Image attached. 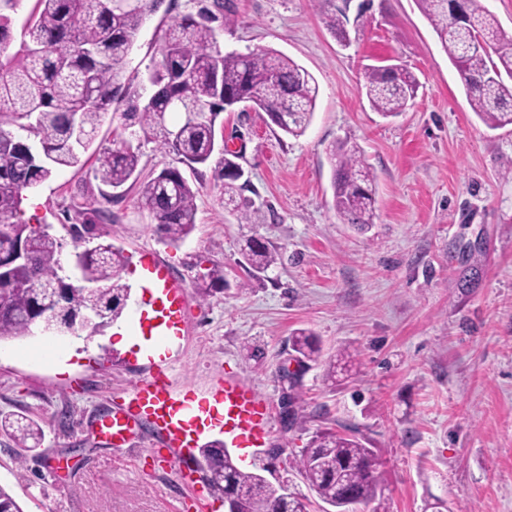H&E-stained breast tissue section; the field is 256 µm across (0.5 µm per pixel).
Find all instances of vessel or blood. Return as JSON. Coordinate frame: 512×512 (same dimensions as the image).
I'll return each instance as SVG.
<instances>
[{
	"instance_id": "obj_1",
	"label": "vessel or blood",
	"mask_w": 512,
	"mask_h": 512,
	"mask_svg": "<svg viewBox=\"0 0 512 512\" xmlns=\"http://www.w3.org/2000/svg\"><path fill=\"white\" fill-rule=\"evenodd\" d=\"M143 286L150 296L148 308L137 311L134 324L153 337L156 348H165L169 337L182 332L190 307L183 285L172 279L152 253L143 258ZM216 408H204L189 397L174 398L162 375L139 382L127 401L113 408L98 422L101 434L121 447L142 423L152 424L164 438L173 458H183L186 448L212 428L244 442L262 445L269 432L267 402L259 390L235 380L225 381L218 391Z\"/></svg>"
}]
</instances>
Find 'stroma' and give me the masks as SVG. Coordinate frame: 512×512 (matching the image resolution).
I'll return each mask as SVG.
<instances>
[{"mask_svg": "<svg viewBox=\"0 0 512 512\" xmlns=\"http://www.w3.org/2000/svg\"><path fill=\"white\" fill-rule=\"evenodd\" d=\"M232 24L216 20L225 51L276 50L319 85L311 124L298 137L262 112H224V141L240 152L245 197L259 212L238 223L224 206L214 165L200 167L196 226L180 245L161 242L137 188L114 193L92 165L65 168L28 193L23 218L46 227L69 264L80 239L110 233L130 264L128 308L145 300L137 276L150 251L188 291L192 312L170 347L176 393L209 400L224 379L256 386L270 406L263 447L232 444L247 468L322 502L296 470L267 452L298 453L320 430L357 428L379 463L387 512H512V125L488 128L472 111L460 77L416 0H333L347 11L350 43L324 23L317 0H228ZM213 0H162L122 69L148 93L174 18ZM393 59L421 87L400 116L374 112L366 68ZM361 147L376 177L377 203L365 229L333 206L327 150ZM282 261L252 277L243 258L250 237ZM224 283H210L212 268ZM208 296H200V288ZM311 331L323 361L305 363L296 383L294 330ZM354 354L334 382L325 358ZM146 357L93 342L37 336L0 345V411L24 413L44 430L17 465L18 448L0 432V484L24 512H224L197 466L198 449L171 463L149 429L115 447L98 419L148 376Z\"/></svg>", "mask_w": 512, "mask_h": 512, "instance_id": "stroma-1", "label": "stroma"}]
</instances>
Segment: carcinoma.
Returning a JSON list of instances; mask_svg holds the SVG:
<instances>
[{
	"label": "carcinoma",
	"instance_id": "cac0c4a2",
	"mask_svg": "<svg viewBox=\"0 0 512 512\" xmlns=\"http://www.w3.org/2000/svg\"><path fill=\"white\" fill-rule=\"evenodd\" d=\"M441 47L463 76L472 111L495 129L512 125V36L506 35L481 0H416ZM15 0H0V253L22 247L25 259L4 267L0 275V343L50 330L45 310H58L57 320L91 314L94 321L75 336L90 340L123 315L130 286L122 273L128 257L109 235L85 253L80 282L69 283L60 262L61 243L44 229L20 220L25 193L49 180L58 170L82 165L96 139L103 116L112 105L127 102L123 129L138 128L159 142L192 173L206 165L218 146L216 120L240 104H252L288 135H302L314 115L319 87L294 60L272 50L221 52L212 22L216 15H186L166 30L161 59L150 76L151 93L140 102L138 91L121 81L129 51L145 20L160 0H35L14 33L2 13ZM344 15H325L327 28L344 44L349 33ZM19 48L7 53L14 40ZM365 95L382 117H396L417 96L419 83L407 68L384 65L364 77ZM179 115L169 126L166 115ZM333 166L336 212L349 224L372 223L376 178L360 148L340 142L328 149ZM231 151L221 159L224 203L233 206L241 224L253 223L254 203L241 196L245 185L231 169L239 167ZM140 146L124 138L98 154L94 177L115 190L138 186L141 205L149 211L160 240L182 243L196 221L198 188L177 167L139 180ZM244 259L251 273H264L277 263L276 252L250 238ZM292 348L302 363L319 358L313 336L292 334ZM0 430L22 448L40 446L44 432L24 415L0 414ZM206 462L204 479L220 496L239 491V512H307L302 499L281 494V487L263 485L255 470L241 468L223 444L199 449ZM308 487L325 504L342 509V496L358 504L376 500L381 491L373 452L355 428L317 432L292 461ZM0 512H24L10 489L0 485Z\"/></svg>",
	"mask_w": 512,
	"mask_h": 512
}]
</instances>
